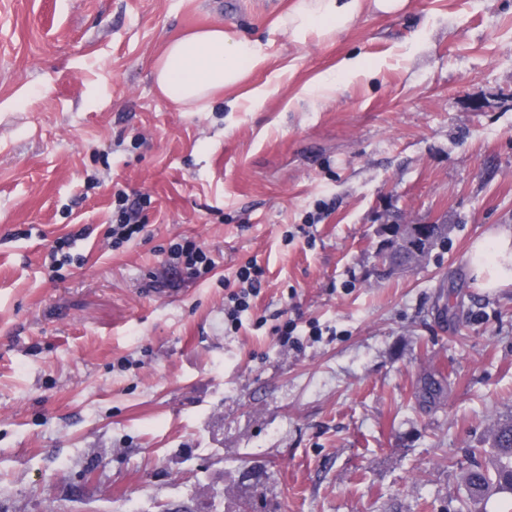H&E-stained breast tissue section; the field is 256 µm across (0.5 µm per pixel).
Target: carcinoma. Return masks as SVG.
<instances>
[{
	"label": "carcinoma",
	"mask_w": 512,
	"mask_h": 512,
	"mask_svg": "<svg viewBox=\"0 0 512 512\" xmlns=\"http://www.w3.org/2000/svg\"><path fill=\"white\" fill-rule=\"evenodd\" d=\"M447 394V385L426 376L421 398L434 404ZM492 458L484 463L475 452L467 455L468 463L448 458V464L465 473L467 497L461 500L459 512H486L481 504L492 492L512 494V418L496 421L491 428Z\"/></svg>",
	"instance_id": "1"
}]
</instances>
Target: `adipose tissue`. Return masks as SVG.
<instances>
[{"label":"adipose tissue","mask_w":512,"mask_h":512,"mask_svg":"<svg viewBox=\"0 0 512 512\" xmlns=\"http://www.w3.org/2000/svg\"><path fill=\"white\" fill-rule=\"evenodd\" d=\"M408 0H291L270 23V34L286 32L294 41H328L351 28L367 11L393 13ZM270 44L229 32L214 24L170 38L158 57L155 82L162 97L189 111L210 109L216 97L230 108L241 102L263 106L267 84L255 83L256 73L271 68ZM471 270L479 287L494 290L512 285V228L499 227L477 240L470 253Z\"/></svg>","instance_id":"1"}]
</instances>
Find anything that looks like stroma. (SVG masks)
I'll list each match as a JSON object with an SVG mask.
<instances>
[{"mask_svg": "<svg viewBox=\"0 0 512 512\" xmlns=\"http://www.w3.org/2000/svg\"><path fill=\"white\" fill-rule=\"evenodd\" d=\"M288 2L0 0V512H456L449 457L512 417V287L469 260L512 227V0L279 35L291 69L258 109L158 93L167 38L264 41ZM347 56L360 73L303 94ZM120 192L151 203L116 247ZM428 220L447 241L381 273L380 225ZM187 238L211 273L171 258ZM249 260L265 279L232 331Z\"/></svg>", "mask_w": 512, "mask_h": 512, "instance_id": "1", "label": "stroma"}]
</instances>
